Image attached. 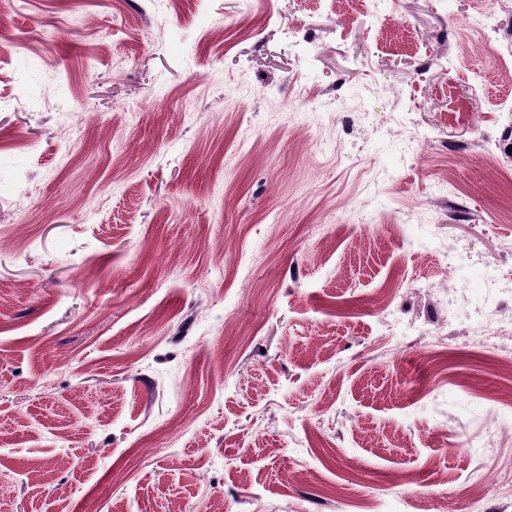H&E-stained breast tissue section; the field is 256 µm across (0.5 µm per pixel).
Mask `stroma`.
Returning <instances> with one entry per match:
<instances>
[{"label":"stroma","instance_id":"obj_1","mask_svg":"<svg viewBox=\"0 0 512 512\" xmlns=\"http://www.w3.org/2000/svg\"><path fill=\"white\" fill-rule=\"evenodd\" d=\"M0 28V512H512V0Z\"/></svg>","mask_w":512,"mask_h":512}]
</instances>
